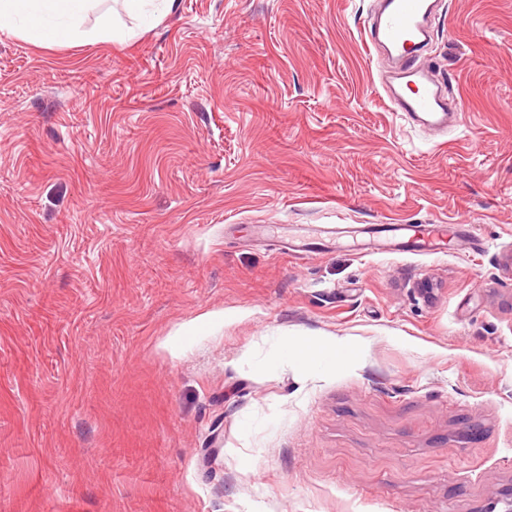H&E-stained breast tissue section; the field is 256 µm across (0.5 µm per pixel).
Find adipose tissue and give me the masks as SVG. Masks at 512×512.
<instances>
[{
	"label": "adipose tissue",
	"mask_w": 512,
	"mask_h": 512,
	"mask_svg": "<svg viewBox=\"0 0 512 512\" xmlns=\"http://www.w3.org/2000/svg\"><path fill=\"white\" fill-rule=\"evenodd\" d=\"M96 0H0V25H21L27 37L44 47L61 41L88 43L132 39L135 28L123 21L106 18L98 27L84 29L83 20ZM303 348L310 369L328 373L343 363L348 352L336 340L299 344L287 338L281 343V356H288L296 348Z\"/></svg>",
	"instance_id": "ef3b65f1"
}]
</instances>
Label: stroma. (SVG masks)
<instances>
[{
  "instance_id": "stroma-1",
  "label": "stroma",
  "mask_w": 512,
  "mask_h": 512,
  "mask_svg": "<svg viewBox=\"0 0 512 512\" xmlns=\"http://www.w3.org/2000/svg\"><path fill=\"white\" fill-rule=\"evenodd\" d=\"M370 0L0 27V512H482L512 487V0H442L462 111L382 98ZM317 224H470L367 254ZM431 284L430 295L420 292ZM352 364L275 369L281 337Z\"/></svg>"
}]
</instances>
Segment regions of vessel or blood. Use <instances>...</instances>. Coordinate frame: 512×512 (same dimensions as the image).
I'll return each mask as SVG.
<instances>
[{
  "label": "vessel or blood",
  "mask_w": 512,
  "mask_h": 512,
  "mask_svg": "<svg viewBox=\"0 0 512 512\" xmlns=\"http://www.w3.org/2000/svg\"><path fill=\"white\" fill-rule=\"evenodd\" d=\"M439 0H375L363 29L366 43L387 54L393 69L382 89L393 111L403 112L425 128L448 125V100L429 69L419 64L418 51L432 38L431 20ZM413 225L371 224L366 233L385 236L391 252L415 250Z\"/></svg>",
  "instance_id": "b4317fda"
}]
</instances>
